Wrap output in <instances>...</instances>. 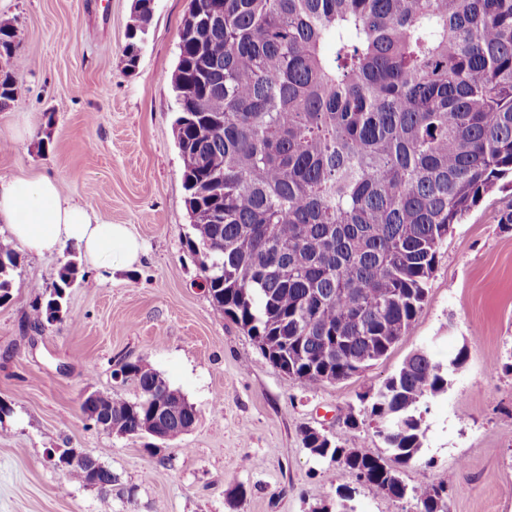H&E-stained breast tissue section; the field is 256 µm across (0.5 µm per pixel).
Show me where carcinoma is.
<instances>
[{
	"label": "carcinoma",
	"mask_w": 512,
	"mask_h": 512,
	"mask_svg": "<svg viewBox=\"0 0 512 512\" xmlns=\"http://www.w3.org/2000/svg\"><path fill=\"white\" fill-rule=\"evenodd\" d=\"M123 53L138 61L154 0H137ZM16 30L0 20V58L18 69ZM171 86L174 135L197 256L215 312L310 388L388 356L427 301L442 243L512 176V0H194ZM0 72V107L15 98ZM18 247L0 241V304ZM77 266L64 264L32 308L59 319ZM431 349L406 357L365 413L387 456L305 428L374 496L449 512L443 485L402 471L423 445L421 408L448 390ZM137 395L101 404L121 436L175 442L197 411L155 370L122 365ZM311 512H349L348 488Z\"/></svg>",
	"instance_id": "carcinoma-1"
}]
</instances>
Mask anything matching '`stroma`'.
<instances>
[{
	"label": "stroma",
	"instance_id": "1",
	"mask_svg": "<svg viewBox=\"0 0 512 512\" xmlns=\"http://www.w3.org/2000/svg\"><path fill=\"white\" fill-rule=\"evenodd\" d=\"M190 0H154L140 58L123 53L132 0H0L12 18L17 94L0 108V176L34 173L130 225L145 245L139 265L88 266L74 246L22 253L12 297L0 304V512H310L353 491L355 512H410L372 496L355 476L312 457L301 430L337 442L413 351L439 360L466 349L448 390L422 411L424 445L403 478L445 485L450 512H512V187L482 199L443 244L427 302L406 336L363 372L306 387L266 360L255 340L216 314L197 258L174 135L170 83ZM28 121L31 134L12 140ZM73 262L78 278L59 320L30 324L35 287L50 288ZM141 362L197 411L192 429L160 455L145 436L88 426L84 391L135 397L113 374ZM81 448L116 477L109 499L52 468L47 454Z\"/></svg>",
	"mask_w": 512,
	"mask_h": 512
}]
</instances>
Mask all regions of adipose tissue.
<instances>
[{
    "mask_svg": "<svg viewBox=\"0 0 512 512\" xmlns=\"http://www.w3.org/2000/svg\"><path fill=\"white\" fill-rule=\"evenodd\" d=\"M0 223L6 225L10 241L36 255L58 252L71 243L94 267L109 266L117 254L130 268L143 254L127 225L96 215L46 176L0 177Z\"/></svg>",
    "mask_w": 512,
    "mask_h": 512,
    "instance_id": "adipose-tissue-1",
    "label": "adipose tissue"
}]
</instances>
